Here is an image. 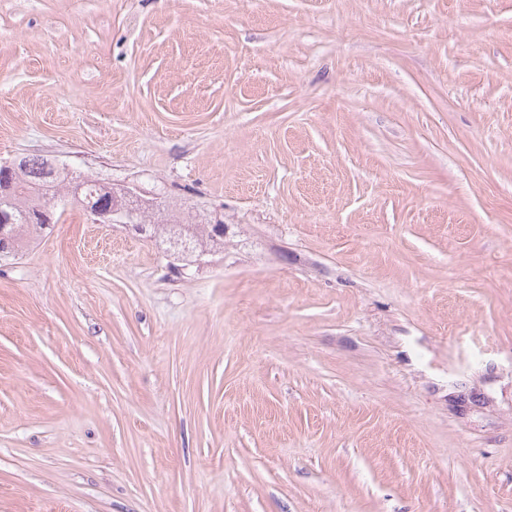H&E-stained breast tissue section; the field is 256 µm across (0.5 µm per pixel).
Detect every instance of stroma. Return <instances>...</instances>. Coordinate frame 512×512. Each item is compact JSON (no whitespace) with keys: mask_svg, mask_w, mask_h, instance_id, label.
Segmentation results:
<instances>
[{"mask_svg":"<svg viewBox=\"0 0 512 512\" xmlns=\"http://www.w3.org/2000/svg\"><path fill=\"white\" fill-rule=\"evenodd\" d=\"M0 512H512V0H0ZM27 159L13 160L0 164V186L1 192L11 182L14 174L19 166H24ZM40 163L49 177L53 176L59 169L60 164L58 161L50 156H41ZM39 162L32 159L24 168H20L17 173L14 184L8 194H1L0 192V222L6 227L4 234L9 236L14 243V255L22 248L25 241L36 239L41 236L51 224L57 223L61 214L54 220V213L52 212L51 222L35 224L31 223V213L39 209L46 210L51 200L56 198L58 192L57 187L66 188L72 186V196L76 197L78 183L73 181V177L68 182V174L64 175V171L57 172L55 178L44 177V171ZM64 183V184H63ZM50 187L49 190H40L36 187ZM57 189V191H56ZM52 190L51 194L48 191ZM50 195V196H48ZM51 198V199H50ZM76 200V199H75ZM11 216V217H10ZM12 218V220H11ZM13 221V224H11ZM122 195L125 199L122 204L118 199L115 202L112 201V204L100 202L93 205L92 202L89 204L86 201L79 202L83 204L93 221L99 224H124V226L131 227L140 234L141 232L137 230L138 224H145L147 225L146 233H149L151 236L154 234L155 237L158 236L160 238L161 235L158 234V231L164 232V230H168V227H171L168 232H165L167 234L163 236V238H166L167 241L175 234H183L186 238L190 239L193 245V256H196L195 253H199L204 249H209L210 251L214 246L224 245V237L217 234L213 227L206 233L203 224H163L161 221H155V216L161 214V211L160 207H153L163 202L162 199L164 196L162 192L147 194V192L142 191L139 187L134 185L124 187L122 189ZM146 208L153 209L147 211L145 215L138 220V224H133L136 223L134 221L135 215L140 214ZM152 224L154 226H152Z\"/></svg>","mask_w":512,"mask_h":512,"instance_id":"35a3bbf8","label":"stroma"}]
</instances>
